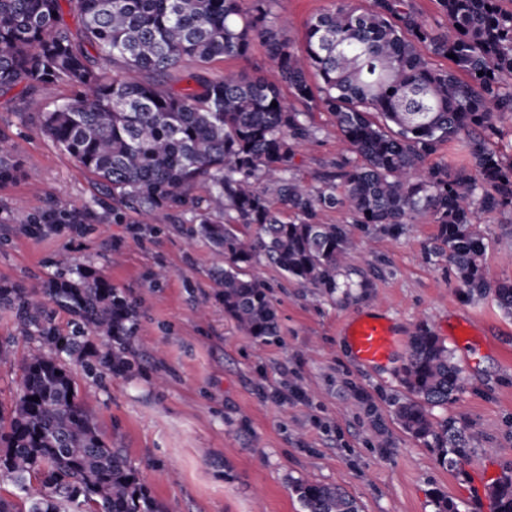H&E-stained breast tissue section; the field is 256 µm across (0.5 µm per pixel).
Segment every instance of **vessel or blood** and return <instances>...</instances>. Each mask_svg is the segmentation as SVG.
<instances>
[{"label": "vessel or blood", "mask_w": 512, "mask_h": 512, "mask_svg": "<svg viewBox=\"0 0 512 512\" xmlns=\"http://www.w3.org/2000/svg\"><path fill=\"white\" fill-rule=\"evenodd\" d=\"M343 339L353 358L368 365L385 363L395 341L388 318L377 312L354 317L345 326Z\"/></svg>", "instance_id": "obj_1"}]
</instances>
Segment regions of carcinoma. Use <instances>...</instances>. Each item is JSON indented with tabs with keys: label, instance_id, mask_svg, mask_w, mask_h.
Here are the masks:
<instances>
[{
	"label": "carcinoma",
	"instance_id": "cac0c4a2",
	"mask_svg": "<svg viewBox=\"0 0 512 512\" xmlns=\"http://www.w3.org/2000/svg\"><path fill=\"white\" fill-rule=\"evenodd\" d=\"M277 0H0V92L55 84L69 98L38 113L41 130L95 177L82 208L54 200L27 215L39 235L61 224H152L179 219L224 259L215 283L224 313L246 335H278L266 283L249 274L266 261L302 288L333 295L349 225L398 237L406 224L437 226L434 254L454 268L463 295H491L512 316V282L485 277L483 214H512V158L493 140L512 115V9L503 0H437L429 22L412 0H331L307 23L304 43L286 36ZM78 27L71 31L63 7ZM267 46L272 75L193 73L175 88L167 78L189 58L201 68L245 59ZM453 58H448V55ZM450 65H437L439 59ZM112 64L108 74L99 62ZM483 75H478V72ZM151 75L148 80L138 74ZM277 107H272V102ZM331 113L351 147L316 185L293 173L296 146L312 136L310 106ZM464 140L467 166L428 163L441 144ZM21 176L0 148V186ZM342 209L347 223L323 224ZM38 287L0 283L34 342L21 359V392L0 408V478L20 501L0 496V512H166L121 448L104 438L69 363L90 377L133 371L135 304L66 250ZM70 315L67 329L51 306ZM96 336L95 343L90 336ZM401 381L412 399L398 407L403 429L438 450L442 465L471 456V437L429 408L455 401L461 369L445 341L422 324L412 336ZM39 397L33 401V397ZM304 512H359L341 488L292 482ZM493 512H512V471L486 489Z\"/></svg>",
	"mask_w": 512,
	"mask_h": 512
}]
</instances>
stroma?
<instances>
[{"mask_svg": "<svg viewBox=\"0 0 512 512\" xmlns=\"http://www.w3.org/2000/svg\"><path fill=\"white\" fill-rule=\"evenodd\" d=\"M68 94L51 84L0 93V132L22 168L38 175L0 189V207L12 215L0 224V280L38 285L65 246L137 305L132 375L75 377L105 440L125 449L168 512H302L289 488L298 478L341 487L360 512H436L437 489L462 512H491L483 491L512 468V317L492 298L463 297L452 270L429 258L435 225L408 224L396 238L353 226L363 246L344 267L355 284L347 295L319 298L261 267L279 334L253 339L224 314L210 244L189 240L180 221L24 232L27 213L58 197L79 207L94 192L92 176L42 133L36 114ZM308 122L314 135L297 147L294 172L314 183L348 146L330 113L312 109ZM480 228L488 279L512 281V216H483ZM161 267L169 275L158 285L152 274ZM367 312L385 314L395 329L392 356L378 367L354 360L339 334L344 321ZM466 323L472 336L464 345L454 333ZM422 324L463 370L456 401L434 411L475 436L471 460L455 467L440 465L436 450L395 417L407 397L399 370ZM27 345L13 313L0 308L2 407L17 394V356ZM295 381L304 401L284 397Z\"/></svg>", "mask_w": 512, "mask_h": 512, "instance_id": "stroma-1", "label": "stroma"}]
</instances>
